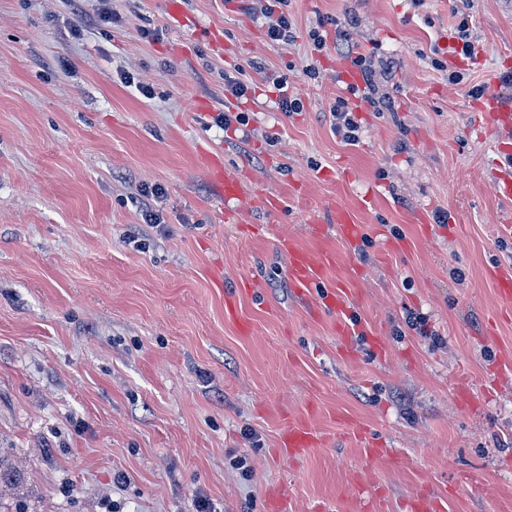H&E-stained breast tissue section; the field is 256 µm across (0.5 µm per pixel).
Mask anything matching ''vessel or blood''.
<instances>
[{
    "instance_id": "vessel-or-blood-1",
    "label": "vessel or blood",
    "mask_w": 512,
    "mask_h": 512,
    "mask_svg": "<svg viewBox=\"0 0 512 512\" xmlns=\"http://www.w3.org/2000/svg\"><path fill=\"white\" fill-rule=\"evenodd\" d=\"M478 123L490 126L502 139H512V101L490 91L477 105ZM201 164L216 194L229 206L234 222H241L249 208L261 206L270 211L278 210L279 202L268 193H252L235 169L225 166L223 156L203 153ZM280 253L290 278L297 288L306 291L318 285L332 256L316 257L297 248L289 240H282ZM488 276L497 286L503 302L512 304V268L497 265L489 269ZM319 443L318 435L307 425L292 421L282 433L280 451L284 456L305 455Z\"/></svg>"
}]
</instances>
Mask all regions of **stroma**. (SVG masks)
Masks as SVG:
<instances>
[{
  "label": "stroma",
  "mask_w": 512,
  "mask_h": 512,
  "mask_svg": "<svg viewBox=\"0 0 512 512\" xmlns=\"http://www.w3.org/2000/svg\"><path fill=\"white\" fill-rule=\"evenodd\" d=\"M107 4L100 23L98 0H0V512H194L200 497L268 512L274 494L287 512H348L362 485L378 512L422 494L441 512H512V385L487 382L512 348V308L486 276L512 266V199L491 175L508 155L473 129L469 94L512 99V0L463 16L454 0H288L298 36L281 44L243 0H181L177 19L168 0ZM463 19L471 58L452 51ZM341 27L396 63L379 85L394 111L356 109L354 145L330 125L360 80L333 49ZM241 71L242 105L224 96ZM278 77L302 111L277 109ZM235 105L248 126L216 125ZM204 148L280 209L225 223ZM149 188L157 225L138 208ZM284 238L335 257L307 295ZM337 286L345 308H319ZM291 420L321 439L296 460L278 449Z\"/></svg>",
  "instance_id": "35a3bbf8"
}]
</instances>
